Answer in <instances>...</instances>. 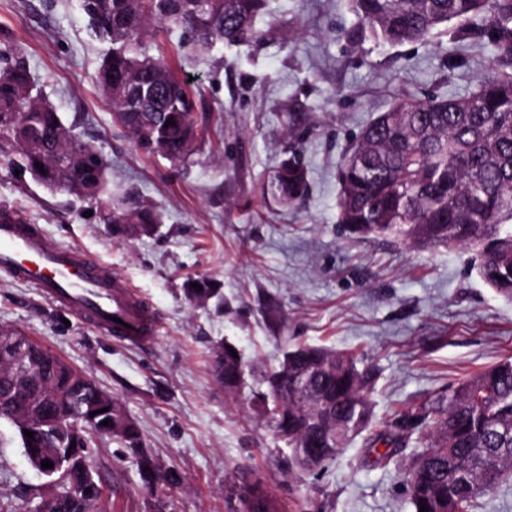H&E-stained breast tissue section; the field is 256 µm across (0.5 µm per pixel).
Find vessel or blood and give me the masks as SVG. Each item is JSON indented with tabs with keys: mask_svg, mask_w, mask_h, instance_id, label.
Listing matches in <instances>:
<instances>
[{
	"mask_svg": "<svg viewBox=\"0 0 512 512\" xmlns=\"http://www.w3.org/2000/svg\"><path fill=\"white\" fill-rule=\"evenodd\" d=\"M0 271L126 344L152 343L159 332L154 306L110 265L84 250L58 246L41 225L0 223Z\"/></svg>",
	"mask_w": 512,
	"mask_h": 512,
	"instance_id": "1",
	"label": "vessel or blood"
}]
</instances>
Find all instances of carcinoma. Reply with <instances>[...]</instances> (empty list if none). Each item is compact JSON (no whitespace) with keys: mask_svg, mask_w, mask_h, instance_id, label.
Here are the masks:
<instances>
[{"mask_svg":"<svg viewBox=\"0 0 512 512\" xmlns=\"http://www.w3.org/2000/svg\"><path fill=\"white\" fill-rule=\"evenodd\" d=\"M264 7L265 0H82L92 30L109 44L97 82L113 120L142 148L171 160L190 156L198 136L190 92L165 58L143 54V40L152 25L163 24L188 29L204 45L214 39L249 45L263 37L255 22ZM351 7L375 39L390 45L425 40L451 24L458 42L488 40L499 70L463 95L429 101L399 96L374 118L349 150L361 153L362 161L352 165L346 156L340 164L339 223L357 235L411 244L452 248L493 240L496 247L485 254L479 276L512 300V0H351ZM0 62L6 65L0 72V154L20 172L77 199L108 194L101 152L63 122L11 47H0ZM169 119L175 124L167 127ZM271 189L285 203L306 195L307 175L296 156L282 161ZM103 221L124 238L152 235L161 217L140 203H122ZM26 355L38 370L36 382L22 386L27 403L19 409L1 399L0 418L17 428L36 471L45 460L62 461L45 481L55 491L50 505L80 496L88 469L87 461L67 455L69 437L52 433L57 414L79 416L86 447L98 436L121 440L148 485L177 481L173 470L144 450L120 402L107 401L90 377L49 349L31 341ZM212 367L224 390L237 395L242 358L218 344ZM310 370L316 383L308 397L298 382ZM375 379L347 352L322 346L286 352L257 399L273 426L288 429L284 443L297 471H316L370 427ZM106 419L108 425H101ZM410 419L397 433L370 436L368 444L384 445L386 462L396 448L412 442L422 448L405 479L412 512L423 505L425 512H475L479 500L512 473V360L447 386L405 417ZM239 489L241 512H257L255 503L264 496L273 503L268 512H288L259 477Z\"/></svg>","mask_w":512,"mask_h":512,"instance_id":"1","label":"carcinoma"}]
</instances>
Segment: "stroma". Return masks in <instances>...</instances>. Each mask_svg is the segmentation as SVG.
Returning <instances> with one entry per match:
<instances>
[{
	"label": "stroma",
	"mask_w": 512,
	"mask_h": 512,
	"mask_svg": "<svg viewBox=\"0 0 512 512\" xmlns=\"http://www.w3.org/2000/svg\"><path fill=\"white\" fill-rule=\"evenodd\" d=\"M257 26L264 37L249 47H204L174 26L145 39L144 54L165 56L194 93L195 148L172 161L114 123L95 81L103 47L81 0H0V46L16 47L63 121L100 150L111 189L82 201L15 176L0 156V205L101 257L161 318L156 340L133 347L0 272V328L91 376L181 477L148 486L128 449L97 439L90 461L103 493L91 512H235L232 490L251 475L288 512H410L414 447L385 462L384 446L361 435L318 474L299 473L255 406L265 377L296 345L356 354L378 375L371 401L381 431L448 384L512 358V301L480 280L477 249L358 237L337 212L338 168L362 128L401 93L474 91L496 68L490 44L460 48L443 33L426 45L381 46L348 0H266ZM287 143L309 183L290 207L267 188ZM122 201L159 212L158 232L113 238L103 214ZM195 283L218 297L194 302ZM219 341L246 362L234 399L210 369ZM42 483L15 426L0 419V501L34 512Z\"/></svg>",
	"instance_id": "1"
}]
</instances>
